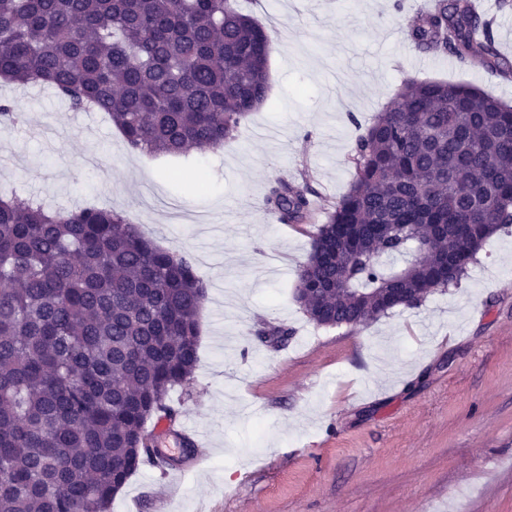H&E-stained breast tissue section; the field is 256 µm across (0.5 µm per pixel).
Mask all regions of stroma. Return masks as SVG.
<instances>
[{"label": "stroma", "instance_id": "stroma-1", "mask_svg": "<svg viewBox=\"0 0 512 512\" xmlns=\"http://www.w3.org/2000/svg\"><path fill=\"white\" fill-rule=\"evenodd\" d=\"M424 2L238 0L273 40L269 101L216 150L135 153L104 113L0 82L25 118L0 125V187L125 213L207 287L197 369L168 397L205 458L178 480L141 466L112 512H512V227L458 286L327 328L293 298L312 238L265 203L283 178L307 184L317 212L335 205L358 135L407 80L512 104V78L416 48L406 19ZM266 325L288 340L262 341Z\"/></svg>", "mask_w": 512, "mask_h": 512}]
</instances>
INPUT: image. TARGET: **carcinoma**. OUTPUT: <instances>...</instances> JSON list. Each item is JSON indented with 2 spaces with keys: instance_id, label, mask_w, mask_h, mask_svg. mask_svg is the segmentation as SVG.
<instances>
[{
  "instance_id": "carcinoma-1",
  "label": "carcinoma",
  "mask_w": 512,
  "mask_h": 512,
  "mask_svg": "<svg viewBox=\"0 0 512 512\" xmlns=\"http://www.w3.org/2000/svg\"><path fill=\"white\" fill-rule=\"evenodd\" d=\"M469 0L408 20L426 52L508 77ZM270 35L232 0H0V79L43 83L110 116L127 147L179 156L234 138L269 93ZM351 157L294 298L319 327H356L459 284L512 225V105L410 79ZM308 186L266 203L308 224ZM207 289L188 255L114 210L60 211L0 193V512H109L153 461L144 442L198 360Z\"/></svg>"
}]
</instances>
